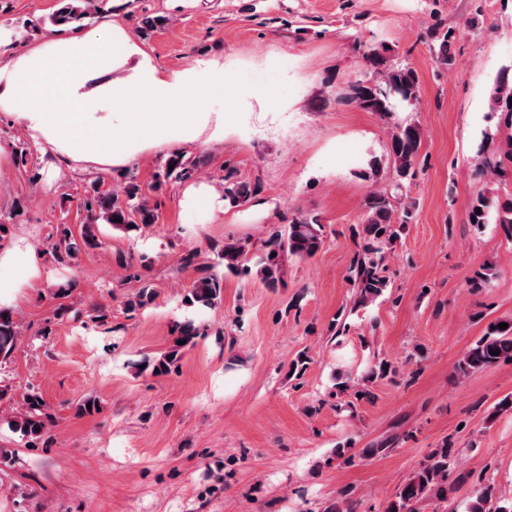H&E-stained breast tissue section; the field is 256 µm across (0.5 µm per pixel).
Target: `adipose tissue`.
Returning a JSON list of instances; mask_svg holds the SVG:
<instances>
[{
	"instance_id": "ef3b65f1",
	"label": "adipose tissue",
	"mask_w": 512,
	"mask_h": 512,
	"mask_svg": "<svg viewBox=\"0 0 512 512\" xmlns=\"http://www.w3.org/2000/svg\"><path fill=\"white\" fill-rule=\"evenodd\" d=\"M124 65L129 74L112 78ZM223 89L222 67L167 71L112 23L0 65V106L23 101L28 129L53 151L103 166L127 163L153 140H196L212 115L188 111L185 99Z\"/></svg>"
}]
</instances>
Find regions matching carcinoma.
<instances>
[{
	"label": "carcinoma",
	"instance_id": "carcinoma-1",
	"mask_svg": "<svg viewBox=\"0 0 512 512\" xmlns=\"http://www.w3.org/2000/svg\"><path fill=\"white\" fill-rule=\"evenodd\" d=\"M96 0H60L58 9L50 16L54 26H66L83 22L91 15V6ZM457 34L451 29L437 28L431 34L432 52L436 61L442 66L455 63L449 53L450 46ZM387 49L369 47L364 57L373 69V74L351 83L340 94L337 101L355 105L366 112L388 114L394 111L397 103H412L418 97V75L410 67H391L387 63ZM512 76L509 69H503L498 75L491 97L492 112H504L512 118ZM423 130L416 122L398 125L390 138V164L395 183L392 190L370 193L364 200L365 219L363 235L365 244L362 253L357 255L349 267L348 280L356 288L362 302L372 301L383 293L387 287L383 275L384 260L400 239L405 224L411 218L412 203L401 198L404 183L416 177V163L423 144ZM172 170H164L163 178L182 179L190 175L191 167L180 156L169 159ZM258 190L246 182H240L226 188L225 199L232 206H239L249 201ZM399 201L402 213L394 217V201ZM83 207L88 213V222L82 225L80 238H75L66 224L56 229V238L51 245L55 258L63 260L72 258L81 250H94L101 246L97 235L96 223L103 220L115 228L126 231L139 230L157 221V215L149 207L140 186L131 185L122 193L105 190L100 185L91 187ZM481 213H476V210ZM468 219L471 224H486L489 221L501 225L507 238L512 239V197L504 200L498 197L482 195L470 205ZM324 224L316 215L299 212L286 228L272 233L261 245L262 254L257 260L249 257L251 243L247 240L228 239L220 247L219 253L224 262V270L233 274L251 272L268 288H277L284 283L283 261L287 256L300 259L314 257L324 246ZM223 275L209 265L197 267V277L189 287L187 298L190 304L211 307L221 300ZM154 289L144 284L128 301L134 309L153 301ZM508 328L501 329L498 323L490 324L483 334L474 341L458 361L455 372L465 378L475 372L493 367L501 362L512 361V319L505 320ZM18 331L12 316L0 310V354L9 353L16 344ZM499 354L492 355L490 350ZM180 345L167 352L155 362H143L153 366V372L163 373L179 359ZM28 406L26 414L21 417L16 427L25 435L34 438L43 436L45 419L49 415L43 410L40 396L26 394ZM40 431H35V428ZM458 454L450 443L433 449L425 461L409 476L395 493L394 499L387 502L385 512H417V505L428 500L433 505V512H454L448 508V471L457 464ZM467 512H509L498 504L493 488L486 485L478 489L467 504Z\"/></svg>",
	"mask_w": 512,
	"mask_h": 512
}]
</instances>
